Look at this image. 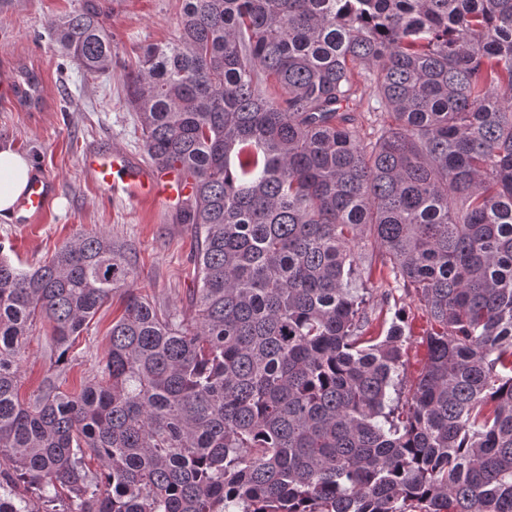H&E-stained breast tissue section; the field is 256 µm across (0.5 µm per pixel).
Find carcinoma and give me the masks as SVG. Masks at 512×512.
<instances>
[{"instance_id": "obj_1", "label": "carcinoma", "mask_w": 512, "mask_h": 512, "mask_svg": "<svg viewBox=\"0 0 512 512\" xmlns=\"http://www.w3.org/2000/svg\"><path fill=\"white\" fill-rule=\"evenodd\" d=\"M183 2L125 94L151 163L196 186L190 314L135 293L109 237L27 271L0 246V512H512V0ZM50 28L112 70L96 7ZM363 78L391 119L367 145ZM367 247L430 323L410 382L406 312L366 335ZM119 289L97 376L65 389ZM52 346V329L48 322L37 323L31 342L21 353V386L19 394L28 401L49 372V354Z\"/></svg>"}]
</instances>
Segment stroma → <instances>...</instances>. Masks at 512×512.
<instances>
[{
  "instance_id": "stroma-1",
  "label": "stroma",
  "mask_w": 512,
  "mask_h": 512,
  "mask_svg": "<svg viewBox=\"0 0 512 512\" xmlns=\"http://www.w3.org/2000/svg\"><path fill=\"white\" fill-rule=\"evenodd\" d=\"M182 0H15L0 13V142L32 159L35 170H48L60 192L41 222L20 227L0 219V249L22 269L42 264L80 232L103 234L123 244L134 267L133 288L157 307L185 313L195 288L194 238L178 220L177 206L134 203L124 194L98 187L80 166L87 150H125L147 163L136 114L124 100L127 72L142 46L176 39ZM95 6L115 45L109 73L90 77L61 55L48 28L58 15ZM34 70L41 86L35 106L20 105L14 84L21 68ZM367 286L374 309L371 334L386 333L396 306L415 315L407 341V375L415 377L426 362L422 336L429 327L413 294L390 289L382 272ZM122 312L120 298L104 304L70 351L67 386L79 389L93 379L110 348L112 321ZM52 346L49 323L37 324L21 353V399L35 394L47 375Z\"/></svg>"
}]
</instances>
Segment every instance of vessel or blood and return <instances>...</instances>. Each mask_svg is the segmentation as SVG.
<instances>
[{"mask_svg": "<svg viewBox=\"0 0 512 512\" xmlns=\"http://www.w3.org/2000/svg\"><path fill=\"white\" fill-rule=\"evenodd\" d=\"M80 162L102 188H122L135 202L151 200L158 203L187 201L194 191V182L186 177L181 166L164 170L133 165L127 154L119 150L88 151ZM59 184L48 172H40L19 198L16 208L24 215L25 223L37 222L50 208L57 196Z\"/></svg>", "mask_w": 512, "mask_h": 512, "instance_id": "vessel-or-blood-1", "label": "vessel or blood"}]
</instances>
